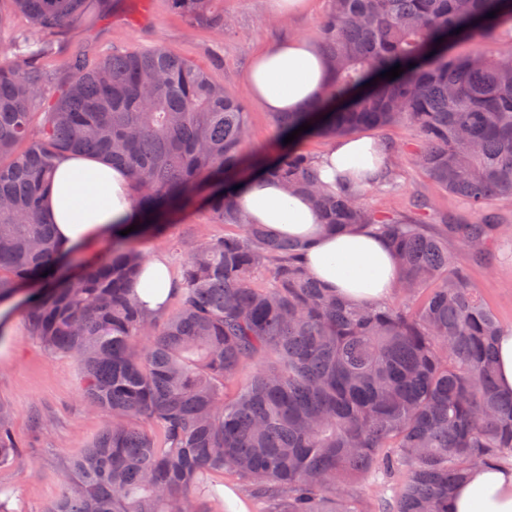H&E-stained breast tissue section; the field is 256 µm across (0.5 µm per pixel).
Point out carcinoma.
<instances>
[{"label":"carcinoma","mask_w":512,"mask_h":512,"mask_svg":"<svg viewBox=\"0 0 512 512\" xmlns=\"http://www.w3.org/2000/svg\"><path fill=\"white\" fill-rule=\"evenodd\" d=\"M101 2L0 6L53 36L95 19ZM212 2L172 0L222 34L229 21ZM467 34L512 43V0H330L325 98L317 112L276 122L285 136L307 123L329 137L408 122L420 168L475 220L436 224L420 195L405 214L368 208L364 190L329 195L294 144L260 169L310 193L326 230L361 227L383 239L397 263L394 299H337L304 268V243L231 206V183L208 209L236 232L191 248L175 307L155 315L130 288L144 269L139 239L162 207L240 170L245 105L161 45L74 56L56 90L40 64L51 42L0 45V297L51 284L26 297L30 333L75 361L82 398L107 416L62 461L68 489L46 512H206L204 480L226 473L264 512H361L343 486L380 473L401 475L386 512H448L471 470L512 462V392L496 384L506 329L467 275L498 258L505 235L489 205L512 199V53H453ZM397 64L399 77H380ZM66 153L128 169L143 218L127 235L112 225V247L93 262L62 252L42 218ZM12 417L0 399V466L22 458Z\"/></svg>","instance_id":"1"}]
</instances>
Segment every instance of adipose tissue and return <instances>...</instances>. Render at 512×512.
<instances>
[{"label":"adipose tissue","instance_id":"obj_1","mask_svg":"<svg viewBox=\"0 0 512 512\" xmlns=\"http://www.w3.org/2000/svg\"><path fill=\"white\" fill-rule=\"evenodd\" d=\"M329 62L318 45L292 38L257 54L243 75L253 100L269 114L298 112L325 96ZM320 182L330 191L365 189L384 175L390 156L373 137L341 135L315 161ZM233 204L249 223L286 237H303L310 248V273L344 300L370 303L389 297L397 268L387 245L359 230L327 234L306 195L287 193L280 181L253 175L238 188ZM42 215L52 224L59 246L88 252L111 238L116 224H136L133 188L125 170L109 159L66 154L59 158L44 196ZM176 279L165 256L147 260L135 291L145 313L164 311ZM450 512H512V468L474 469L449 504Z\"/></svg>","mask_w":512,"mask_h":512}]
</instances>
